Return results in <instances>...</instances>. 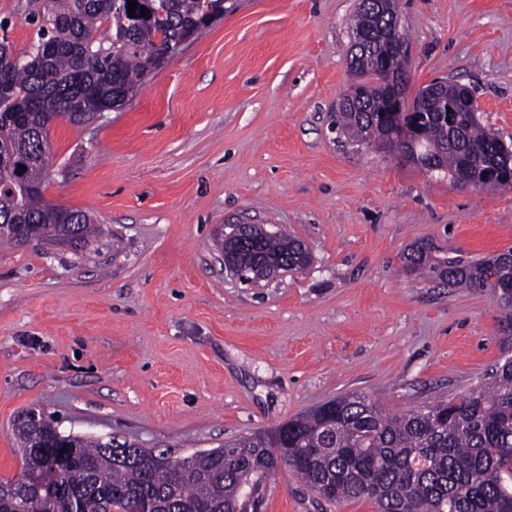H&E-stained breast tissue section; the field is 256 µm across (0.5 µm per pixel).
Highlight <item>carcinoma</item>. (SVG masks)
Instances as JSON below:
<instances>
[{
    "mask_svg": "<svg viewBox=\"0 0 512 512\" xmlns=\"http://www.w3.org/2000/svg\"><path fill=\"white\" fill-rule=\"evenodd\" d=\"M127 2L40 0L28 15L37 35L31 51L16 52L0 38V223L25 225L23 232L40 244L84 247L103 232L85 212L44 198L52 122L121 107L156 54L207 16L235 8V0H135L136 13L148 12L136 23ZM104 22L112 30L106 40L95 37ZM351 30L370 37L357 75L406 74L408 59L373 30L361 4ZM439 97L455 109L450 127L433 112L420 113L411 125L407 112L380 111L385 97L378 86L363 87V107H340L334 126L357 146L411 152L456 184L489 175L491 187L511 189L512 150L473 117L461 84L441 86ZM236 228L238 262L245 267L283 259L295 274L311 262L292 235L258 238V224ZM406 266L450 288L490 293L504 311V327L512 326V249L464 260L434 256L420 244L407 254ZM13 431L23 467L0 480V512H257L249 492L264 491L282 467L328 504L368 497L379 512H512L511 358L458 402L390 415L353 393L189 458L126 441L109 450L79 437L66 449L68 462L50 499L32 473L61 454L56 421L23 410Z\"/></svg>",
    "mask_w": 512,
    "mask_h": 512,
    "instance_id": "obj_1",
    "label": "carcinoma"
}]
</instances>
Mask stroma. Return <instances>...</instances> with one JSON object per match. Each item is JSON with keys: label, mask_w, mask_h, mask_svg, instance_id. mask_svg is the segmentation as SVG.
Wrapping results in <instances>:
<instances>
[{"label": "stroma", "mask_w": 512, "mask_h": 512, "mask_svg": "<svg viewBox=\"0 0 512 512\" xmlns=\"http://www.w3.org/2000/svg\"><path fill=\"white\" fill-rule=\"evenodd\" d=\"M358 0H236L94 123L57 121L46 200L105 233L83 248L0 246V479L22 469L12 424L178 456L270 429L340 395L391 413L459 400L512 356L488 293L405 270L426 242L449 256L512 248V190L459 188L399 155L345 144ZM35 0H0L14 49ZM408 94L475 90L480 124L512 142V0H402ZM288 230L311 266L262 287L214 246L242 219ZM261 512L326 504L288 469Z\"/></svg>", "instance_id": "35a3bbf8"}]
</instances>
